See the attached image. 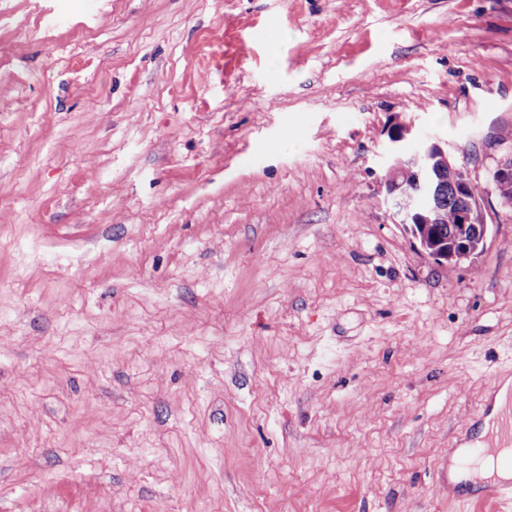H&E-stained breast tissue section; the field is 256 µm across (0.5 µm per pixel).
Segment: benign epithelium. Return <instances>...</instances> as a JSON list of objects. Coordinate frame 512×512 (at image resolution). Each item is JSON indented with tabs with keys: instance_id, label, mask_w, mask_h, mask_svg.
I'll list each match as a JSON object with an SVG mask.
<instances>
[{
	"instance_id": "obj_1",
	"label": "benign epithelium",
	"mask_w": 512,
	"mask_h": 512,
	"mask_svg": "<svg viewBox=\"0 0 512 512\" xmlns=\"http://www.w3.org/2000/svg\"><path fill=\"white\" fill-rule=\"evenodd\" d=\"M406 125L395 127L390 137L389 161L383 177L387 202L393 215L403 226L420 223L425 212H438L446 191L464 201L456 211V224L460 231L462 247L437 249L422 243L420 249L440 263L459 265L473 258L475 248L486 244L487 224H476L475 214L480 200L470 198L474 180L467 167L449 159L448 152L438 143L421 139L411 140L409 151L402 149V142L410 135ZM494 190L505 206L512 208V195L501 193V185L512 182V153L500 159L491 173Z\"/></svg>"
}]
</instances>
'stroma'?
Listing matches in <instances>:
<instances>
[{"mask_svg": "<svg viewBox=\"0 0 512 512\" xmlns=\"http://www.w3.org/2000/svg\"><path fill=\"white\" fill-rule=\"evenodd\" d=\"M397 124L474 260L393 222ZM506 129L512 0H0V512H482ZM411 130L406 125L395 127L390 137L389 161L383 177L382 186L385 188L387 202L393 215L409 229L413 224L415 230L422 235L432 238L436 235L440 242L448 241V248L429 247L423 240L420 249L428 256L440 263L460 265L473 258L479 245L484 247L487 241L488 226L482 223L483 214L476 210L480 206L482 189L477 184L474 199L469 197L474 180L467 167L459 162L451 161L448 152L437 142H428L421 139H411L412 146L408 152L402 149L401 143L407 139ZM452 191L455 198L465 201L464 205L456 211V224L460 231L458 238L462 239L461 248L448 250L454 243L451 236L456 226L454 217V203L447 204L437 217L433 218L435 224H422L420 217L425 212H438L444 202L445 193ZM433 234V235H432ZM474 247V248H473Z\"/></svg>", "mask_w": 512, "mask_h": 512, "instance_id": "1", "label": "stroma"}]
</instances>
